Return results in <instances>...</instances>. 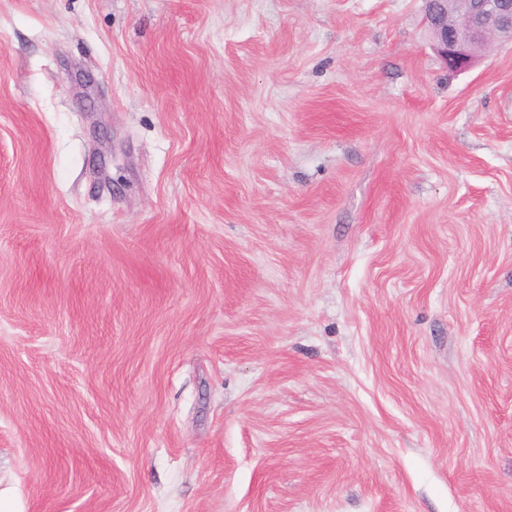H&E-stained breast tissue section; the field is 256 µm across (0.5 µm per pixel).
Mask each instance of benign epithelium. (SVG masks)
<instances>
[{"instance_id": "1", "label": "benign epithelium", "mask_w": 512, "mask_h": 512, "mask_svg": "<svg viewBox=\"0 0 512 512\" xmlns=\"http://www.w3.org/2000/svg\"><path fill=\"white\" fill-rule=\"evenodd\" d=\"M425 24L445 68L464 72L488 52V35L512 36V0H425Z\"/></svg>"}]
</instances>
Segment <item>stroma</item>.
Wrapping results in <instances>:
<instances>
[{"label": "stroma", "instance_id": "35a3bbf8", "mask_svg": "<svg viewBox=\"0 0 512 512\" xmlns=\"http://www.w3.org/2000/svg\"><path fill=\"white\" fill-rule=\"evenodd\" d=\"M423 0H0L12 512H512V45ZM425 24L445 68L464 72L488 52V35L512 38V0H425Z\"/></svg>", "mask_w": 512, "mask_h": 512}]
</instances>
